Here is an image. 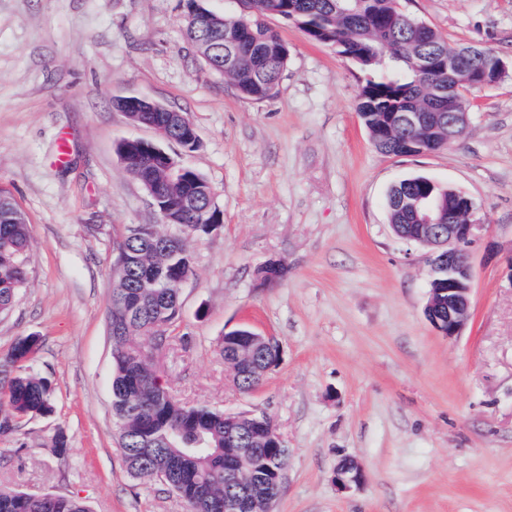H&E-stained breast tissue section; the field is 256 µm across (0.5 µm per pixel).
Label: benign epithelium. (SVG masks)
Listing matches in <instances>:
<instances>
[{
	"instance_id": "obj_1",
	"label": "benign epithelium",
	"mask_w": 512,
	"mask_h": 512,
	"mask_svg": "<svg viewBox=\"0 0 512 512\" xmlns=\"http://www.w3.org/2000/svg\"><path fill=\"white\" fill-rule=\"evenodd\" d=\"M212 42L196 44L203 58H208L213 50L211 43L227 42L228 47L236 45L238 34H224V16L209 13L204 16ZM115 107L137 126H145L155 131L163 140L171 142L165 126L146 120L144 112H163L168 124L186 125L189 137L198 140L194 126L184 114L146 96H127L114 101ZM124 149L119 158L123 165L138 175V181L146 189L153 204L162 216V222L169 223L165 205L166 197L154 187L151 180L144 178L148 169L159 168L164 171L168 181L180 182L189 168L179 164L159 144L139 137L122 140ZM404 204L417 216L414 235L401 236L408 244H416L431 249L432 279L429 283L428 303L432 315L428 320L434 328L450 338L458 335L471 316V282L473 269L469 248L475 241L476 221L465 224H444L442 216L444 204L428 195H410ZM364 482V473L358 461L351 457L343 458L336 467V484L344 491L360 487Z\"/></svg>"
}]
</instances>
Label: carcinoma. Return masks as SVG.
Returning a JSON list of instances; mask_svg holds the SVG:
<instances>
[{
    "label": "carcinoma",
    "instance_id": "carcinoma-1",
    "mask_svg": "<svg viewBox=\"0 0 512 512\" xmlns=\"http://www.w3.org/2000/svg\"><path fill=\"white\" fill-rule=\"evenodd\" d=\"M265 17L274 15L299 26L312 40L336 47L367 75L360 87L357 110L373 146L387 155H412L448 147V113L468 111L467 94L502 80L495 68L498 55L489 49L467 57L456 80L448 69L421 67L427 57L462 50L451 48L434 29L405 11L399 0H251ZM195 3L186 0L184 28L195 42L205 31L191 18ZM224 31L243 35L238 60L229 80L247 100L270 97L287 64L289 50L279 34L251 13L224 14ZM397 112H437L438 126L414 133L397 125ZM206 181L193 171L168 190L167 209L175 223L160 234L150 224H126L113 240L120 253L135 262L132 270H114L107 308L112 339V414L118 445L130 477L166 484L193 512H224V498L241 494V485L272 486L288 465V448L273 434L255 438L264 414L235 420L206 405H187L161 384L156 354L169 342L170 329L181 318L180 282L194 270L187 240L220 228L206 225L209 200ZM429 192L443 199L466 194L425 176H412L391 189L389 221L408 232L415 216L398 204L408 194ZM28 222L12 195L0 189V315L8 314L26 279L24 253ZM41 349L35 334L19 336L0 355V436L18 433L24 422L52 411L49 381L26 369ZM225 361L243 356L250 364L240 370L236 388L253 391L265 371L280 360V346L258 347L239 332L220 342ZM204 441L205 454L193 442ZM0 512H49L37 497L0 487ZM54 512H90L75 497L60 496Z\"/></svg>",
    "mask_w": 512,
    "mask_h": 512
}]
</instances>
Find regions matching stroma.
I'll use <instances>...</instances> for the list:
<instances>
[{
    "mask_svg": "<svg viewBox=\"0 0 512 512\" xmlns=\"http://www.w3.org/2000/svg\"><path fill=\"white\" fill-rule=\"evenodd\" d=\"M404 8L450 45L512 61V0ZM182 15V0H0V188L30 237L0 353L40 336L29 367L54 400L0 437V485L90 512H185L159 481L129 476L112 416L113 229L161 221L116 150L155 137L113 105L143 95L193 123L196 151L165 149L223 214L220 230L188 241L194 271L159 375L184 403L276 421L288 465L272 512H512V74L472 95L457 144L384 155L356 111L362 75L335 47L268 18L288 62L272 96L245 100L186 41ZM416 174L464 191L484 223L471 318L452 338L425 315L429 249L389 223V189ZM271 259L288 271L258 287ZM241 326L281 350L247 394L219 352ZM345 456L365 473L348 492L336 486Z\"/></svg>",
    "mask_w": 512,
    "mask_h": 512,
    "instance_id": "obj_1",
    "label": "stroma"
}]
</instances>
